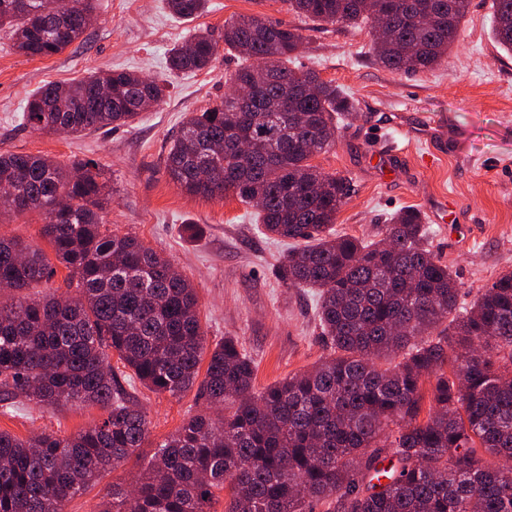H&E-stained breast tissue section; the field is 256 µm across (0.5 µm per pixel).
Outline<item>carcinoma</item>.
<instances>
[{
	"label": "carcinoma",
	"mask_w": 512,
	"mask_h": 512,
	"mask_svg": "<svg viewBox=\"0 0 512 512\" xmlns=\"http://www.w3.org/2000/svg\"><path fill=\"white\" fill-rule=\"evenodd\" d=\"M60 17L52 0H0V29L27 57L64 51L87 30L94 0ZM313 22L385 30L372 52L386 69L434 68L458 41L469 0H287ZM209 0H167L192 19ZM493 33L512 52V0H493ZM224 49L240 64L219 103L192 112L165 159L181 190L233 195L256 209L260 231L294 242L279 262L288 288L319 290L318 320L330 356L311 372L254 387V364L232 336L209 348L195 287L137 237L103 230L104 173L92 160L62 165L0 153V215L37 212L52 253L0 235V406L98 404V425L75 436L29 440L0 431V512H66L109 469L148 439L144 410L108 361L157 394L195 383L210 411L156 445L133 489L112 490L103 512H512V272L466 305L452 269L428 242L422 213L403 209L377 238L338 235L351 180L311 158L336 144L354 98L288 63L304 45L279 20L224 22ZM218 40L198 30L168 52L171 73L210 67ZM108 94L100 92L102 83ZM252 92L243 111L237 88ZM170 82L134 72H90L49 82L23 120L42 133L79 135L132 126ZM69 270L66 291L22 292ZM208 356L202 381L203 356ZM431 405L420 416L423 386ZM231 407L224 415L213 407Z\"/></svg>",
	"instance_id": "1"
}]
</instances>
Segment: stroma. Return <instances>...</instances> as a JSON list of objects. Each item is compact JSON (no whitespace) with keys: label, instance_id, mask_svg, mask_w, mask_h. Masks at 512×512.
<instances>
[{"label":"stroma","instance_id":"1","mask_svg":"<svg viewBox=\"0 0 512 512\" xmlns=\"http://www.w3.org/2000/svg\"><path fill=\"white\" fill-rule=\"evenodd\" d=\"M96 7L83 37L50 57H26L0 32V153L39 154L62 164L97 161L108 179V228L162 251L193 283L208 345L237 338L254 362L256 388L313 370L329 349L317 327L316 293L286 287L277 275L287 241L261 234L253 208L236 197L188 195L165 170L185 115L219 102L237 67L221 49L207 70L170 74L169 48L195 29L218 35L225 21L240 16L298 27L305 42L293 68L313 70L353 96L356 112L336 145L311 160L353 181L336 217L337 234L372 238L390 215L414 207L428 218L432 249L451 265L463 302L512 271V54L493 39L492 0H470L452 52L416 75L380 66L367 30L312 22L289 11L286 0H210L208 13L191 20L173 16L166 0H97ZM112 69L168 79L170 95L130 128L67 136L25 125L26 99L43 84ZM396 133L406 152L391 166L383 145ZM436 141L445 152L423 164ZM124 389L147 414L148 440L72 499L66 512H101L113 489L134 482L156 444L206 407L194 388L178 397L137 383ZM106 416L95 404L42 408L24 400L10 412L0 408V430L22 439L40 432L73 436Z\"/></svg>","mask_w":512,"mask_h":512}]
</instances>
